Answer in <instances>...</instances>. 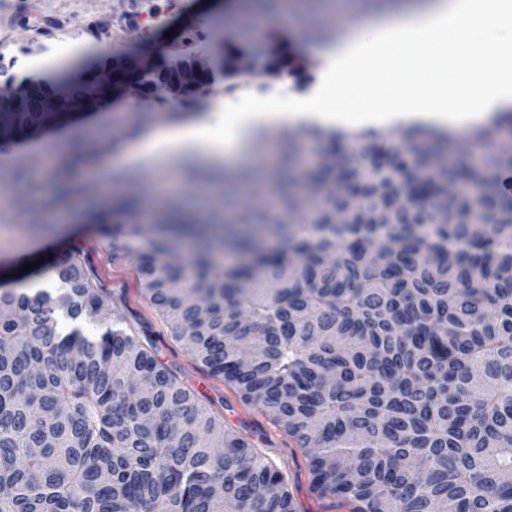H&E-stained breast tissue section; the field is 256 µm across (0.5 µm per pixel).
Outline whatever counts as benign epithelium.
Returning <instances> with one entry per match:
<instances>
[{
	"instance_id": "7a95c632",
	"label": "benign epithelium",
	"mask_w": 512,
	"mask_h": 512,
	"mask_svg": "<svg viewBox=\"0 0 512 512\" xmlns=\"http://www.w3.org/2000/svg\"><path fill=\"white\" fill-rule=\"evenodd\" d=\"M232 63V57L215 56L202 52L193 57L191 62L181 68L183 81L168 84L174 92L192 95L203 86L224 74V69ZM170 64L165 62L155 65L148 61L142 63L137 59L116 57L100 74L85 77L77 82L79 97L70 104H65L66 93L61 92L49 98L29 92L15 100L19 112H74L81 108L92 107L100 100L115 93L141 92L150 87L149 79L164 83L169 76Z\"/></svg>"
}]
</instances>
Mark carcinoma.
<instances>
[{
	"mask_svg": "<svg viewBox=\"0 0 512 512\" xmlns=\"http://www.w3.org/2000/svg\"><path fill=\"white\" fill-rule=\"evenodd\" d=\"M256 57L265 77L288 68ZM67 117L0 93V146ZM279 137L335 160L309 200L278 174L276 249L160 214L97 225L112 261L137 257L171 335L307 449L320 496L512 512V112L472 134L480 167L437 164L453 134L420 124ZM51 272L0 295V512H296L285 474L112 313L78 247Z\"/></svg>",
	"mask_w": 512,
	"mask_h": 512,
	"instance_id": "carcinoma-1",
	"label": "carcinoma"
}]
</instances>
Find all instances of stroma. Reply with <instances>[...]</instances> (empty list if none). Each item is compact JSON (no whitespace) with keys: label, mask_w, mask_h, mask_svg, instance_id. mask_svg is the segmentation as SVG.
<instances>
[{"label":"stroma","mask_w":512,"mask_h":512,"mask_svg":"<svg viewBox=\"0 0 512 512\" xmlns=\"http://www.w3.org/2000/svg\"><path fill=\"white\" fill-rule=\"evenodd\" d=\"M430 5L431 0H394L391 7L368 11L358 0H272L267 6L257 0H0V37L14 34L24 23L31 39L43 45L82 39L87 56L61 68L75 76L90 66L103 69L113 57L130 55L141 44L149 45L153 55H164L167 31L179 36L203 21L210 26V42L223 45L237 61L250 59L261 43L270 53L294 55L295 74L276 82L281 91L276 103L284 109L289 97L305 94L319 77L322 57L313 45L316 36L333 45L351 37L347 21L397 18ZM143 11L155 12L157 22L139 23ZM118 16L126 17L132 39H124V28L114 26ZM211 110V97L179 99L160 86L137 101L115 97L75 114L74 125L50 132L52 157L15 155L9 177L0 182V294L21 279L24 264H34L42 275L54 257L81 245L85 269L112 310L154 342L158 359L207 410L223 417L226 426L243 433L259 454L287 473L297 512H351V505L317 495L308 454L271 415L244 404L231 385L208 373L171 336L140 289L135 259L113 262L110 247L95 231L96 225L125 214L149 220L168 205L174 222L193 224L210 213H234L241 205L259 202L262 187L257 183L236 186L227 197L220 191L221 178L209 171L192 175L167 163L126 161L140 143L133 131L137 113ZM88 134L93 137L88 154L75 159L77 136Z\"/></svg>","instance_id":"stroma-1"}]
</instances>
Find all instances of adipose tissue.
<instances>
[{"instance_id": "adipose-tissue-1", "label": "adipose tissue", "mask_w": 512, "mask_h": 512, "mask_svg": "<svg viewBox=\"0 0 512 512\" xmlns=\"http://www.w3.org/2000/svg\"><path fill=\"white\" fill-rule=\"evenodd\" d=\"M477 34L478 59L470 53ZM429 48L439 61L434 78L406 93L384 82L394 66L414 68ZM323 58L313 90L289 99L287 111L267 104L222 118L204 114L144 142L140 161L218 167L246 156L256 130L283 123L350 131L481 125L494 113L512 111V0H438L423 12L363 24Z\"/></svg>"}]
</instances>
